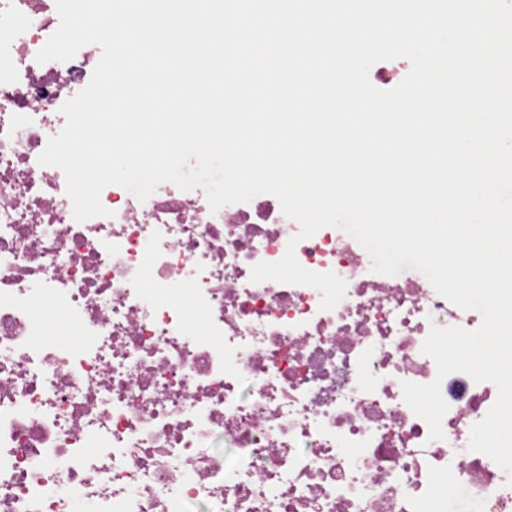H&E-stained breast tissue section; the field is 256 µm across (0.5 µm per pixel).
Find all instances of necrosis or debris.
Segmentation results:
<instances>
[{
  "mask_svg": "<svg viewBox=\"0 0 512 512\" xmlns=\"http://www.w3.org/2000/svg\"><path fill=\"white\" fill-rule=\"evenodd\" d=\"M59 23L56 0H0V512H445L442 483L512 512L506 473L468 448L495 384L445 377L435 441L402 394L436 377L431 326L479 312L372 272L337 228L299 239L269 194L214 213L200 188L110 185L109 216L74 219L38 158L96 47L39 63ZM293 238L304 268L346 281L334 309L252 282ZM44 309L81 343L42 341Z\"/></svg>",
  "mask_w": 512,
  "mask_h": 512,
  "instance_id": "obj_1",
  "label": "necrosis or debris"
}]
</instances>
